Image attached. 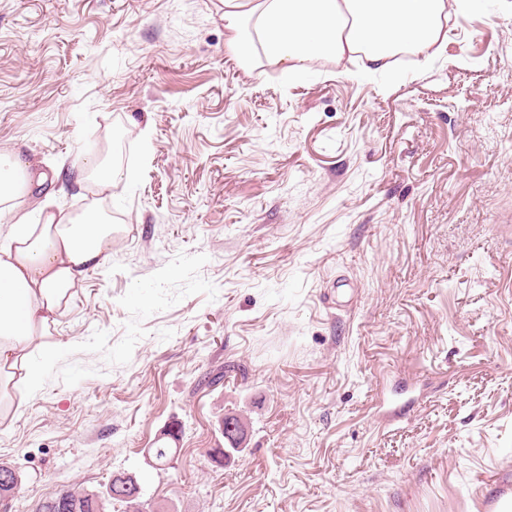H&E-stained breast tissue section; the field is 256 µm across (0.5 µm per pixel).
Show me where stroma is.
Returning a JSON list of instances; mask_svg holds the SVG:
<instances>
[{
    "instance_id": "obj_1",
    "label": "stroma",
    "mask_w": 512,
    "mask_h": 512,
    "mask_svg": "<svg viewBox=\"0 0 512 512\" xmlns=\"http://www.w3.org/2000/svg\"><path fill=\"white\" fill-rule=\"evenodd\" d=\"M227 37L224 0H0L29 203L81 213L71 173L126 143L109 256L0 429L6 512L119 473L143 512H477L512 467V0L451 16L423 71L248 68Z\"/></svg>"
}]
</instances>
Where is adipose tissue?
I'll use <instances>...</instances> for the list:
<instances>
[{
  "instance_id": "obj_1",
  "label": "adipose tissue",
  "mask_w": 512,
  "mask_h": 512,
  "mask_svg": "<svg viewBox=\"0 0 512 512\" xmlns=\"http://www.w3.org/2000/svg\"><path fill=\"white\" fill-rule=\"evenodd\" d=\"M470 0H224L228 45L244 63L263 55L294 73L318 59H362L384 71L410 50L431 62L448 42V18ZM28 172L0 153V426L34 397L63 345L42 338L68 310L85 272L108 257L115 227L98 207L71 217L23 199Z\"/></svg>"
}]
</instances>
